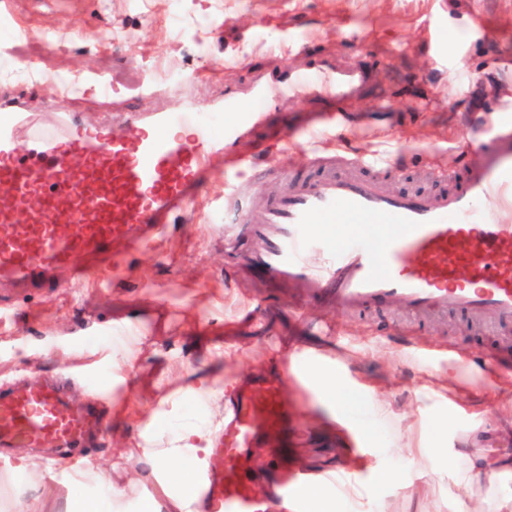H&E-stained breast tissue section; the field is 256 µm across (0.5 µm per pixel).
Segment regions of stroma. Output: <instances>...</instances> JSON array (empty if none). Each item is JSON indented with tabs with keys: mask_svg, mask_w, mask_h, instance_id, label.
Segmentation results:
<instances>
[{
	"mask_svg": "<svg viewBox=\"0 0 512 512\" xmlns=\"http://www.w3.org/2000/svg\"><path fill=\"white\" fill-rule=\"evenodd\" d=\"M306 44L377 62L379 88L336 131L273 144L262 129L238 144L279 172L303 171L311 151L336 145L389 161L392 189L424 173L434 191L449 157L467 151L468 113L490 124L512 116V0H0V95L44 122L60 103L95 124L115 110L171 106L146 89L151 75L201 108L238 92L245 111L255 76L298 64ZM66 78L78 82L69 98ZM231 165L215 157L203 197L125 266L99 267L81 283L59 273L50 293L1 282L0 383L37 375L65 385L74 402L96 404L105 421L87 468L131 505L154 489L138 448L165 412L192 410L223 426V393L196 403L197 379L236 384L302 349L348 400L326 403L305 379L289 378V474L315 473L333 512H481L478 498L456 502L451 465L416 468L403 447L418 437L426 448L477 445L490 457L512 448V371L487 361L512 331L490 334L454 314L416 323L395 304L363 317L309 305L304 315L337 324L342 340L296 334L287 293L263 295L244 270L224 278ZM30 454L45 475L34 512H63L64 469L81 450ZM350 473L365 488L361 499L346 495Z\"/></svg>",
	"mask_w": 512,
	"mask_h": 512,
	"instance_id": "1",
	"label": "stroma"
}]
</instances>
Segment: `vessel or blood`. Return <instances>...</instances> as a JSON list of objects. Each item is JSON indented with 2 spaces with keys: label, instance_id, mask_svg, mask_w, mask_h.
Listing matches in <instances>:
<instances>
[{
  "label": "vessel or blood",
  "instance_id": "vessel-or-blood-1",
  "mask_svg": "<svg viewBox=\"0 0 512 512\" xmlns=\"http://www.w3.org/2000/svg\"><path fill=\"white\" fill-rule=\"evenodd\" d=\"M377 86L373 65L303 54L275 84L258 83L250 111L228 122L188 100L155 112H119L95 133L71 112L46 124L0 99V279L50 291L56 275L84 278L119 267L152 245L195 201L215 156L245 132L268 126L282 95L328 103L315 121L345 118L348 104ZM134 127V137L122 135ZM479 161L443 172V187L392 192L367 162L316 153L309 169L285 176L261 204L248 187L224 204V250L240 235L258 243L245 259L261 287L294 295L297 307L321 302L355 315L398 302L414 315L455 312L512 326V121L493 135L467 126ZM27 136L41 158L21 152ZM340 224L356 225L337 235ZM320 263H312V256ZM273 366L224 401V436L202 481L211 512H269L272 495L309 512V478L282 469L254 474L252 449L288 454L293 409ZM88 406L69 404L55 384L33 380L0 387V451L83 448L91 440Z\"/></svg>",
  "mask_w": 512,
  "mask_h": 512
}]
</instances>
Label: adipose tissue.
I'll list each match as a JSON object with an SVG mask.
<instances>
[{
	"label": "adipose tissue",
	"mask_w": 512,
	"mask_h": 512,
	"mask_svg": "<svg viewBox=\"0 0 512 512\" xmlns=\"http://www.w3.org/2000/svg\"><path fill=\"white\" fill-rule=\"evenodd\" d=\"M216 437L207 421L190 412L160 422L157 447L142 451L148 474L160 493L143 497L138 512H205L207 504L190 476L203 473ZM122 495L103 473L90 477L76 469L71 473L66 512H116Z\"/></svg>",
	"instance_id": "obj_1"
}]
</instances>
